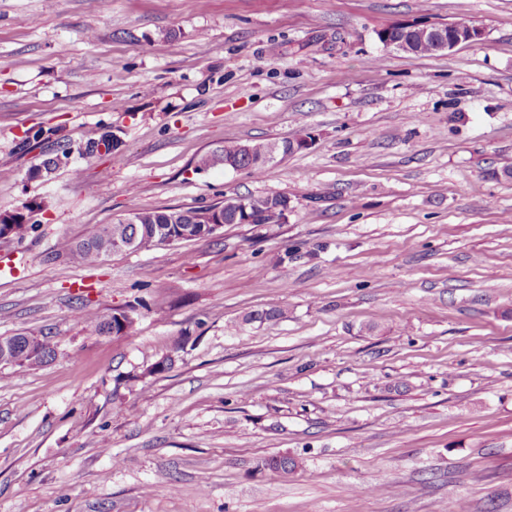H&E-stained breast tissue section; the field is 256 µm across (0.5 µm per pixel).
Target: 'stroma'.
<instances>
[{"mask_svg":"<svg viewBox=\"0 0 512 512\" xmlns=\"http://www.w3.org/2000/svg\"><path fill=\"white\" fill-rule=\"evenodd\" d=\"M408 21L484 38L379 41ZM96 130L117 150L86 155ZM307 133L259 178L194 169ZM275 194L278 224L93 269L55 254L143 210ZM17 211L0 336L56 355L0 366V512H512V0H0ZM112 309L132 335L85 331ZM395 27L398 30L403 28H410L424 31L426 34H434V36L432 37V44L433 50L436 54L445 51H450L456 46H458L461 42L476 43L478 41H481L484 37V32L482 29L472 27L471 25L463 22L457 23L452 29H450L449 36L448 33H444V27L437 28V25L427 24L421 21L397 24L395 25ZM391 31L392 30L389 29L387 32L380 31L378 33L379 40L383 43L384 46L404 51L407 45L403 39L399 38L404 37L406 41L411 42L412 52L410 53L416 55H433L431 47L428 44L430 38L428 36H425L423 32H398L399 37L395 36L393 38L391 35ZM119 312L125 314V320H126V325H125L124 331H123L122 335H120V336L131 335V333L133 331V327H134L133 317L130 314H128V312H126L124 310H117V309L112 310L111 312H107V313L95 312V313L87 314L83 321L86 330L92 335L109 336L104 333V327H105L106 321L108 320L109 317L112 316V313H119ZM117 318H118V322L120 325L125 324V320L122 316L117 315ZM23 336L25 335H17L14 336L13 340H15V349L14 356L15 361L10 365L19 368V369H32L33 365L29 362V358L31 361H39L42 355V346L43 342L45 343L49 352L53 353L54 346L51 344L48 337H43L41 340L37 336H27V340L25 343V349L22 346ZM43 341V342H42ZM28 353V356L25 354V351Z\"/></svg>","mask_w":512,"mask_h":512,"instance_id":"stroma-1","label":"stroma"}]
</instances>
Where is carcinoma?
Wrapping results in <instances>:
<instances>
[{"instance_id": "cac0c4a2", "label": "carcinoma", "mask_w": 512, "mask_h": 512, "mask_svg": "<svg viewBox=\"0 0 512 512\" xmlns=\"http://www.w3.org/2000/svg\"><path fill=\"white\" fill-rule=\"evenodd\" d=\"M411 43L412 53L416 55L432 54L428 44L429 37L421 31L398 33ZM236 167L260 176L266 170V165L243 154V145L226 143L197 158L196 170H207L218 165ZM288 206V198L281 195L255 197L251 209L260 224H275L284 219L283 211ZM128 225L130 233L137 236L140 242L152 247L159 244L191 240L198 236L196 226L200 224H239L241 219L235 218V206L226 202L222 205H206L198 208L178 209L161 208L144 210L136 213ZM109 225L100 224L89 228L82 237L77 239L64 238L57 243L56 256L64 257L68 262L80 266H96L108 258L106 251L116 253L112 242L104 238ZM112 313L95 312L86 315L84 325L86 330L96 336L104 335L106 321ZM299 466L293 457H273L264 462V467L282 474L294 472Z\"/></svg>"}]
</instances>
